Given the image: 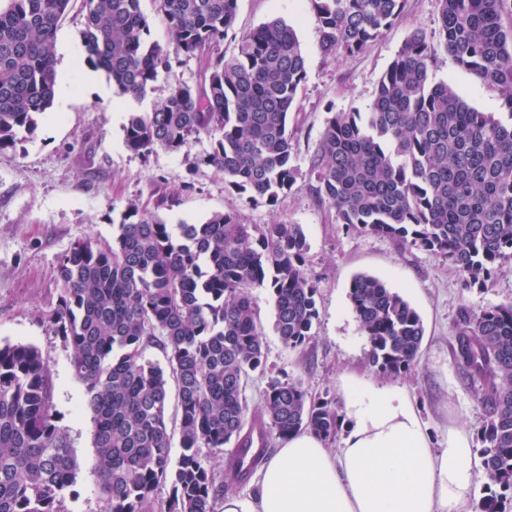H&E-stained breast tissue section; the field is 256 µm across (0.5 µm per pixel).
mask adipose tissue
Returning a JSON list of instances; mask_svg holds the SVG:
<instances>
[{
    "instance_id": "ef3b65f1",
    "label": "adipose tissue",
    "mask_w": 512,
    "mask_h": 512,
    "mask_svg": "<svg viewBox=\"0 0 512 512\" xmlns=\"http://www.w3.org/2000/svg\"><path fill=\"white\" fill-rule=\"evenodd\" d=\"M348 432L339 452L310 432L290 437L262 468L256 496L226 494L223 512H468L477 463L469 437L432 447L405 391L342 380Z\"/></svg>"
}]
</instances>
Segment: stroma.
Segmentation results:
<instances>
[{"mask_svg": "<svg viewBox=\"0 0 512 512\" xmlns=\"http://www.w3.org/2000/svg\"><path fill=\"white\" fill-rule=\"evenodd\" d=\"M150 24V38L169 54L173 68L160 73L137 109L153 111L175 84L202 88L208 56L186 57L168 34L158 0H141ZM438 0H407L401 15L363 52L327 55L319 47L320 23L308 0H238L232 37L221 46L237 51L238 39L278 18L292 25L307 53L306 79L290 118L294 163L299 174L276 205H252L225 189L224 178L199 160L211 149L200 136L181 152L155 150L143 157L129 151L123 127L129 107L122 95L103 99V71L87 82L85 63L69 64L67 53L80 46L84 23L81 0H74L56 35V70L72 79L68 104H54L35 133L11 150L0 152V341L37 345L49 366L55 413L70 436L82 465L76 497L66 512H100L99 495L89 468L95 450L92 414L83 405V387L70 366V352L53 336L44 315L57 301V266L70 245L93 237L109 242L117 233L121 212L134 201L155 211L166 223H200L212 213L232 210L246 224L284 222L303 225L308 242L306 269L318 294L319 317L310 343L286 349L276 335L269 290L253 296L263 329L264 365L252 372L246 387L250 413L264 405L274 379L300 381L313 394L329 393L343 401L341 378L349 371L378 381L366 357L369 344L351 308L348 292L360 273L383 280L417 311L425 337L414 368L395 377L416 405L436 449L446 448L449 430L476 437L485 411L478 387L467 380L453 356L461 312L512 303V260L497 264L486 286H465L447 259L391 238L361 232L337 223L336 210L311 190L310 159L330 112L365 111L381 76L414 30L434 34ZM434 81L451 82L473 108L506 119L496 92L439 53L432 67Z\"/></svg>", "mask_w": 512, "mask_h": 512, "instance_id": "stroma-1", "label": "stroma"}]
</instances>
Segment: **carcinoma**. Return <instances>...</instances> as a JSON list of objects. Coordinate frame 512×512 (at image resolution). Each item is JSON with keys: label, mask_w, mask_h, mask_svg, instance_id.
Here are the masks:
<instances>
[{"label": "carcinoma", "mask_w": 512, "mask_h": 512, "mask_svg": "<svg viewBox=\"0 0 512 512\" xmlns=\"http://www.w3.org/2000/svg\"><path fill=\"white\" fill-rule=\"evenodd\" d=\"M0 5V152L33 134L54 104L56 33L72 0ZM86 60L137 99L172 69L148 39L141 0H82ZM238 0H160L172 39L187 57L211 51L208 85H177L152 112H131L126 147L178 152L201 134L200 164L225 188L269 206L292 185L289 118L306 78V55L280 19L243 36L236 54L218 47L234 30ZM405 0H309L320 48L353 55L392 25ZM433 41L421 30L401 46L365 112H334L310 160L312 190L336 221L442 254L466 285L484 286L512 259V123L469 106L430 71L444 50L493 88L512 118V0H438ZM300 224H244L234 211L171 226L133 202L113 244L75 242L57 267L49 330L71 349L70 364L92 413L91 474L103 512H216L270 456V438L309 431L336 437L335 399L302 383L273 380L263 410L246 424L245 389L264 360L252 291L273 299L274 330L296 350L312 338L317 288L305 269ZM349 301L367 337L368 362L390 378L415 366L425 329L416 310L381 279L355 276ZM455 357L478 385L485 486L476 512L512 505V303L461 315ZM160 349L166 365L146 356ZM178 388L180 448L171 458L169 381ZM221 475L200 449L224 457ZM81 465L53 411V383L33 344L0 343V512H62ZM169 486L164 507L158 491Z\"/></svg>", "instance_id": "1"}]
</instances>
